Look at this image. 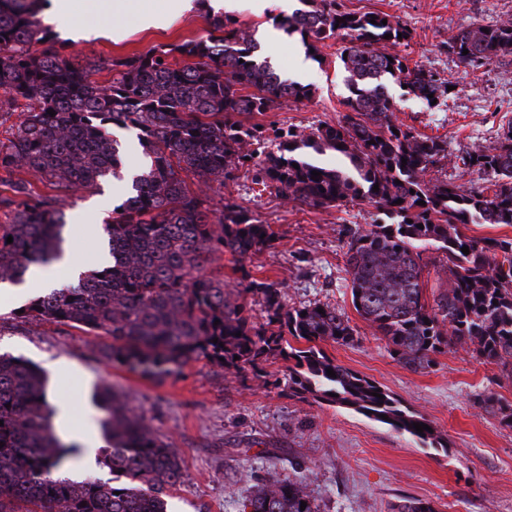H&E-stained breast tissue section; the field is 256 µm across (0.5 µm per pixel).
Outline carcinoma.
Segmentation results:
<instances>
[{"label": "carcinoma", "mask_w": 512, "mask_h": 512, "mask_svg": "<svg viewBox=\"0 0 512 512\" xmlns=\"http://www.w3.org/2000/svg\"><path fill=\"white\" fill-rule=\"evenodd\" d=\"M301 2L303 8L277 25L315 51L344 34L339 59L351 89L343 119L306 134L247 127L239 120L270 112L284 100L305 99L311 91L282 79L231 15L210 17L202 37L112 61V82L102 88L91 79L92 70L75 66L56 48L38 18L42 0H0V90L12 105L26 107L24 120L0 144V170L10 176L27 167L68 186H97L122 170L120 145L105 135L113 124L139 130L150 158L132 178L120 212L104 224L107 263L72 287L34 296L22 317L103 334L111 339L109 361L151 376L197 358L238 373L256 371L270 357L289 359L290 396L349 406L437 446L438 436L414 428L430 424L425 416L318 348L321 342L356 340L348 316L336 306L315 301L288 308L279 289L252 280L250 290L263 296L268 315L258 327L244 306L230 301L224 279L204 273L213 254L228 253L235 271L248 277L244 260L272 246L274 232L235 205H224L218 215L203 207L184 173L222 182L247 167L260 193L270 188L312 207L368 203L390 222L345 229L348 288L355 311L397 353L395 360L423 371L435 364L436 354L470 344L512 378V238L478 240L464 232L468 224L512 225V123L495 147L461 157L465 167L493 177V193L451 181L428 184L423 176L448 158V142L397 125L385 80L428 102L446 88L431 71L379 48L407 39L408 30L385 14L372 24V14L341 11L336 0ZM387 34L392 38L384 39ZM448 49L463 66L479 68L512 55V25L464 29ZM253 141L263 150L244 149ZM310 143L344 155L351 170L292 156ZM314 171L320 173L317 181ZM7 185L26 201L14 223L0 224V280L19 284L30 268L62 257L65 218L26 183ZM423 245L436 246L448 263V287L430 296ZM290 336L308 346L293 347ZM329 369L335 376L327 375ZM377 390L384 398L373 396ZM97 398L106 412L103 464L112 480L59 477L75 447L54 432L44 377L25 359L0 354V512H167V491L182 478L175 450L111 386H101ZM480 406L512 428V407L495 394H485ZM120 478L125 482L113 484ZM244 508L319 512L306 484L271 473L245 496ZM392 512L436 510L429 502L404 499Z\"/></svg>", "instance_id": "carcinoma-1"}]
</instances>
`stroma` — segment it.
Segmentation results:
<instances>
[{"label": "stroma", "mask_w": 512, "mask_h": 512, "mask_svg": "<svg viewBox=\"0 0 512 512\" xmlns=\"http://www.w3.org/2000/svg\"><path fill=\"white\" fill-rule=\"evenodd\" d=\"M343 10L385 13L411 32L387 52L405 56L450 85L435 105L388 82L398 123L448 143V161L430 168L426 182L453 181L486 188L490 175L467 169L462 156L494 146L512 121V56L477 69L461 66L448 50L449 39L467 27L512 24V0H339ZM253 35L277 40L271 66L282 77L305 83L310 98L284 102L258 116L263 125L309 132L333 124L346 113V73L339 65L343 37L321 44L309 75L295 65L305 53L299 35L273 24V11L235 12ZM207 10L194 7L171 23L149 31L131 30L123 40L108 37L60 40L62 53L75 65L92 70L106 86L110 60L167 48L205 35ZM19 178L51 197L65 216L83 212L84 223L67 224L69 253L92 260L103 241V227L127 196L125 181L108 179L95 188H66L41 173L21 169ZM192 191L218 212L225 202L241 205L277 235L273 247L246 260L253 280L279 288L288 306L321 301L341 309L359 333L357 343L323 344L336 363L375 381L403 405L424 415L442 441L426 445L372 421L346 406L301 401L288 395V366L277 358L264 365L263 378L242 376L194 359L162 377L142 374L105 359L110 343L50 321L22 318L13 305L0 307V353L23 358L47 376V399L64 398L76 428L98 430L102 410L92 401L98 386H113L128 407L155 435L169 443L182 462L180 484L167 498L169 512H240L243 498L257 480L274 472L283 480H302L321 512H391L403 498L426 500L436 512H512V428L479 406L495 393L512 405V379L464 348L436 355L430 369L414 372L390 356L356 313L345 287V227L373 223L378 212L366 203L310 207L275 194L256 196L252 174L239 170L220 183L188 177ZM223 277L232 301L245 304L256 324L267 321L261 296L245 292L230 255L214 254L206 265Z\"/></svg>", "instance_id": "stroma-1"}]
</instances>
